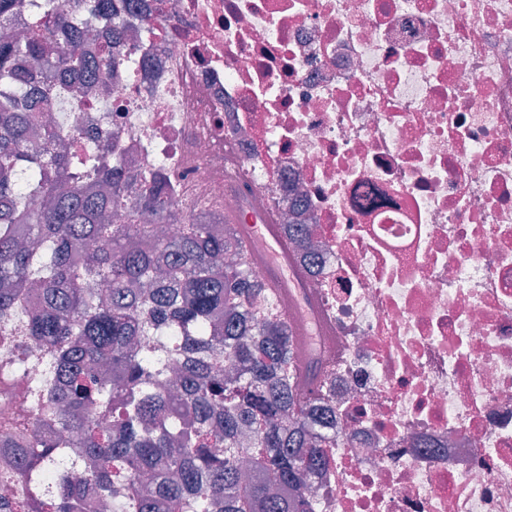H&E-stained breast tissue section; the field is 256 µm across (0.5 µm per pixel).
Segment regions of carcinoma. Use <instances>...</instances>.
I'll return each instance as SVG.
<instances>
[{
	"instance_id": "1",
	"label": "carcinoma",
	"mask_w": 512,
	"mask_h": 512,
	"mask_svg": "<svg viewBox=\"0 0 512 512\" xmlns=\"http://www.w3.org/2000/svg\"><path fill=\"white\" fill-rule=\"evenodd\" d=\"M114 2L0 0V23L31 17L24 37L0 40V365L16 373L39 341L27 423L69 433L35 447L25 427L0 433L25 488L0 512H84L91 496L115 512H314L306 478L336 440L311 423L329 398L298 395L288 325L250 316L268 292L236 225L204 213L156 237L124 191L136 186L156 223H182L164 179L123 166L112 141L75 151L44 122L62 79L77 100L103 94L112 45L138 34ZM88 9L109 30L92 58ZM84 463L91 478L76 484L69 470Z\"/></svg>"
}]
</instances>
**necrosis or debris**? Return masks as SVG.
Masks as SVG:
<instances>
[{"mask_svg":"<svg viewBox=\"0 0 512 512\" xmlns=\"http://www.w3.org/2000/svg\"><path fill=\"white\" fill-rule=\"evenodd\" d=\"M104 98L188 216L289 237L329 325L315 512H512V0H145Z\"/></svg>","mask_w":512,"mask_h":512,"instance_id":"1","label":"necrosis or debris"}]
</instances>
